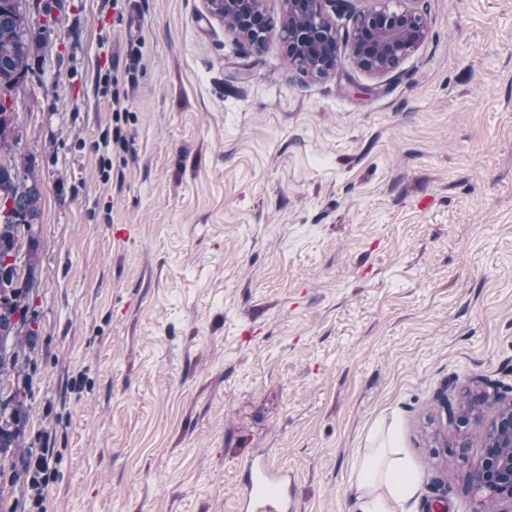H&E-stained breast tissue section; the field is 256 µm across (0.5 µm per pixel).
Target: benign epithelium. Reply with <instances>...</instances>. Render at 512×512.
Wrapping results in <instances>:
<instances>
[{
  "label": "benign epithelium",
  "instance_id": "obj_1",
  "mask_svg": "<svg viewBox=\"0 0 512 512\" xmlns=\"http://www.w3.org/2000/svg\"><path fill=\"white\" fill-rule=\"evenodd\" d=\"M208 11L229 19L228 32L256 48L273 33L264 0H205ZM280 37L298 72L321 76L335 69L337 48L344 42L354 62L366 71L382 74L395 68L426 39L425 9L398 11L389 8L391 0H375L377 6L359 14L350 34L341 35L328 19L327 7L336 0H283ZM502 415L498 429L485 445L479 469L474 473L477 489L508 504L512 512V398L495 396Z\"/></svg>",
  "mask_w": 512,
  "mask_h": 512
}]
</instances>
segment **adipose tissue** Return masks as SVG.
Masks as SVG:
<instances>
[{
    "label": "adipose tissue",
    "instance_id": "adipose-tissue-1",
    "mask_svg": "<svg viewBox=\"0 0 512 512\" xmlns=\"http://www.w3.org/2000/svg\"><path fill=\"white\" fill-rule=\"evenodd\" d=\"M352 489L355 512H400L415 493V474L397 439L365 454Z\"/></svg>",
    "mask_w": 512,
    "mask_h": 512
}]
</instances>
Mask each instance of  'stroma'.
Instances as JSON below:
<instances>
[{
  "label": "stroma",
  "mask_w": 512,
  "mask_h": 512,
  "mask_svg": "<svg viewBox=\"0 0 512 512\" xmlns=\"http://www.w3.org/2000/svg\"><path fill=\"white\" fill-rule=\"evenodd\" d=\"M56 15L14 95L42 191L25 441L53 476L0 512H239L255 454L296 512H353L392 424L405 512H487L485 439L447 411L512 392V0H429L397 69L322 78L205 0Z\"/></svg>",
  "instance_id": "stroma-1"
}]
</instances>
